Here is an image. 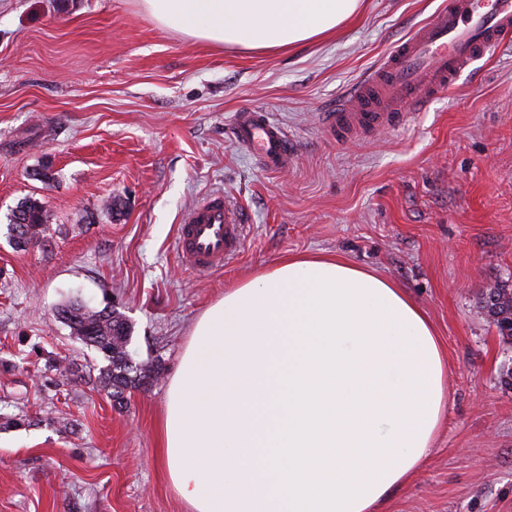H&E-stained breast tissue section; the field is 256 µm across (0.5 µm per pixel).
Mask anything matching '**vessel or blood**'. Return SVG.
Wrapping results in <instances>:
<instances>
[{
    "label": "vessel or blood",
    "instance_id": "vessel-or-blood-1",
    "mask_svg": "<svg viewBox=\"0 0 512 512\" xmlns=\"http://www.w3.org/2000/svg\"><path fill=\"white\" fill-rule=\"evenodd\" d=\"M510 39L512 0H445L323 114V135L341 146L405 124L415 109L449 90L475 61ZM233 138L265 170L287 167L288 133L269 113L238 112ZM245 220L241 207L223 194L211 195L177 226L181 262L198 271L223 267L241 251Z\"/></svg>",
    "mask_w": 512,
    "mask_h": 512
}]
</instances>
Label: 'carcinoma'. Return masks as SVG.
<instances>
[{"mask_svg":"<svg viewBox=\"0 0 512 512\" xmlns=\"http://www.w3.org/2000/svg\"><path fill=\"white\" fill-rule=\"evenodd\" d=\"M46 229L45 211L35 201L21 203L13 213L11 237L20 249L39 242ZM495 294L497 302L487 315L506 343L512 338V289L500 287L495 289ZM57 314L82 342L93 347L106 361L97 379L113 405L122 406L127 393L159 375L158 367L133 358L128 349L131 326L116 310L108 307L96 309L73 300L61 305Z\"/></svg>","mask_w":512,"mask_h":512,"instance_id":"cac0c4a2","label":"carcinoma"}]
</instances>
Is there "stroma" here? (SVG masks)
Segmentation results:
<instances>
[{
	"label": "stroma",
	"mask_w": 512,
	"mask_h": 512,
	"mask_svg": "<svg viewBox=\"0 0 512 512\" xmlns=\"http://www.w3.org/2000/svg\"><path fill=\"white\" fill-rule=\"evenodd\" d=\"M442 2L363 0L319 40L252 52L161 28L140 0H0V412L25 421L0 424V512H191L156 442L192 327L236 280L319 252L404 288L448 353L431 457L385 512H512V345L477 304L512 286V42L399 130L338 146L319 127ZM243 108L287 127V168L233 141ZM212 192L247 212L245 238L196 273L177 226ZM28 199L49 229L21 251L8 224ZM75 297L115 307L133 357L161 368L123 407L46 368L103 364L55 316Z\"/></svg>",
	"instance_id": "1"
}]
</instances>
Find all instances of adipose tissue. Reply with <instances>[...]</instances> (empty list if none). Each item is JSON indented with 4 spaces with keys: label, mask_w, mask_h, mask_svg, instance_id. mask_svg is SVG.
<instances>
[{
    "label": "adipose tissue",
    "mask_w": 512,
    "mask_h": 512,
    "mask_svg": "<svg viewBox=\"0 0 512 512\" xmlns=\"http://www.w3.org/2000/svg\"><path fill=\"white\" fill-rule=\"evenodd\" d=\"M164 28L286 50L360 0H143ZM448 355L421 306L338 255L283 257L197 319L157 453L193 512H382L429 460Z\"/></svg>",
    "instance_id": "ef3b65f1"
}]
</instances>
